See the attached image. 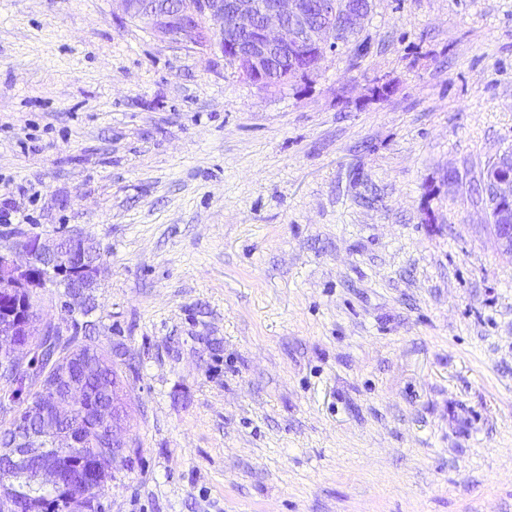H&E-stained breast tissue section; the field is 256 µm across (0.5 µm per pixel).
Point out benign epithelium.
I'll return each mask as SVG.
<instances>
[{
    "instance_id": "benign-epithelium-1",
    "label": "benign epithelium",
    "mask_w": 512,
    "mask_h": 512,
    "mask_svg": "<svg viewBox=\"0 0 512 512\" xmlns=\"http://www.w3.org/2000/svg\"><path fill=\"white\" fill-rule=\"evenodd\" d=\"M124 13L146 28L159 32L175 43L196 47L211 43L208 22L221 23L222 48L229 53L238 73L258 87H278L275 63L293 64L294 75L306 77L313 64L336 48L341 30H350L368 15L362 0H118ZM230 18L224 24V18ZM482 183L489 203V226L498 248L512 256V149L488 162ZM105 259L98 255L95 241L78 229L52 239L23 235L14 246L0 251V288H16L27 294L28 319L22 324L0 322V380L11 385L27 378L35 367L36 337L61 336V327L43 318L33 268L67 276L71 289L64 294L62 308L69 316L82 312L94 302ZM64 384L34 420H17L14 435L0 439V512H24L14 497L17 483L36 484L54 490L74 486L82 493L69 498L71 512H101L95 491L99 474L108 468L109 454L89 457V462L70 467L69 455L56 452L53 459L34 465L31 459L44 456L52 436L63 448H83L90 436L78 428L69 429L73 408L83 399L81 387L71 375L60 378ZM98 416L108 422L103 444L112 455L130 448L126 419L117 406H97Z\"/></svg>"
}]
</instances>
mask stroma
Listing matches in <instances>:
<instances>
[{"instance_id": "obj_1", "label": "stroma", "mask_w": 512, "mask_h": 512, "mask_svg": "<svg viewBox=\"0 0 512 512\" xmlns=\"http://www.w3.org/2000/svg\"><path fill=\"white\" fill-rule=\"evenodd\" d=\"M510 147L512 0H371L271 91L118 0H0V250L107 254L104 512H512ZM482 183L489 203V226L498 248L512 256V149L488 162ZM98 416L108 422L109 428L105 437H101L100 440L103 443L101 448H112L111 461L115 455H123L127 449L131 448L130 441L126 438V422L127 420L121 414L115 403H112V409L110 407L98 405L96 408ZM107 444V445H106ZM108 444H110L108 446Z\"/></svg>"}]
</instances>
